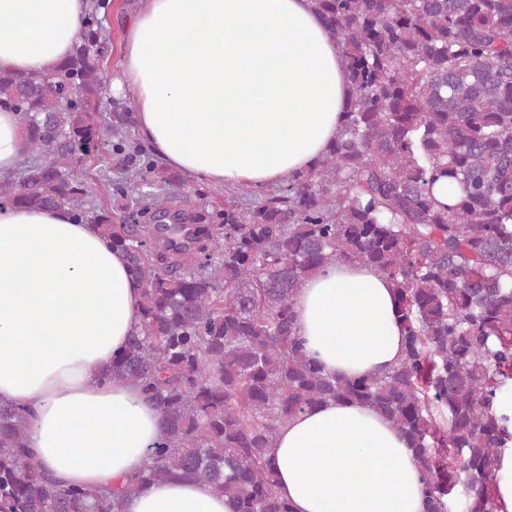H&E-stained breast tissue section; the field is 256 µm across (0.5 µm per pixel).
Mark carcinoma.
Listing matches in <instances>:
<instances>
[{"mask_svg":"<svg viewBox=\"0 0 512 512\" xmlns=\"http://www.w3.org/2000/svg\"><path fill=\"white\" fill-rule=\"evenodd\" d=\"M352 88L312 169L193 217L168 240L185 180L154 166L123 112L105 110L110 36L96 0L71 55L48 73L0 71V111L26 148L0 209L66 207L125 252L141 321L112 374L140 386L162 435L124 490L63 487L31 459L27 411L0 405V512H119L155 481L207 482L234 512H292L271 443L329 400L367 405L407 439L427 512H497L498 410L512 383V0H312ZM123 176L91 173L104 145ZM448 178V202L433 185ZM175 225L166 230L160 223ZM393 283L403 358L382 375L324 373L294 331L292 299L334 262Z\"/></svg>","mask_w":512,"mask_h":512,"instance_id":"obj_1","label":"carcinoma"}]
</instances>
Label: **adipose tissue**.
Returning <instances> with one entry per match:
<instances>
[{
    "instance_id": "1",
    "label": "adipose tissue",
    "mask_w": 512,
    "mask_h": 512,
    "mask_svg": "<svg viewBox=\"0 0 512 512\" xmlns=\"http://www.w3.org/2000/svg\"><path fill=\"white\" fill-rule=\"evenodd\" d=\"M87 0H0V70L45 72L72 52ZM113 96L172 169L273 187L315 166L345 119L341 51L310 0H140ZM121 251L68 208L0 210V404L26 408L27 444L61 485L119 488L162 428L140 387L110 376L140 322ZM296 334L326 374H382L402 358L398 296L374 267L339 262L293 300ZM292 512H426L406 438L370 407L333 400L276 434ZM123 512H232L196 480L125 495Z\"/></svg>"
}]
</instances>
